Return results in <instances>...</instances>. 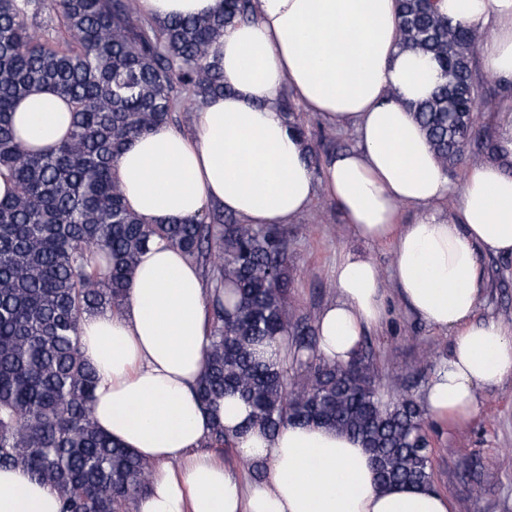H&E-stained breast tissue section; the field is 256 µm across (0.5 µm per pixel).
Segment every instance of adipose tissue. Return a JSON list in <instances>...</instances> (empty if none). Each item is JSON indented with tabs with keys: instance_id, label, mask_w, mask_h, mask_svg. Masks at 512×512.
Masks as SVG:
<instances>
[{
	"instance_id": "obj_1",
	"label": "adipose tissue",
	"mask_w": 512,
	"mask_h": 512,
	"mask_svg": "<svg viewBox=\"0 0 512 512\" xmlns=\"http://www.w3.org/2000/svg\"><path fill=\"white\" fill-rule=\"evenodd\" d=\"M156 21L203 17L224 0H140ZM255 20L226 26L212 48L224 94L196 112L189 132L163 126L136 139L114 174L144 223L169 224L209 207L256 226L305 214L317 192L336 203L366 244L390 246V272L349 252L336 264V297L316 320L317 352L347 363L386 317L385 282L406 309L451 332L452 350L423 406L451 426L468 419L477 392L512 380V323H475L488 280L481 254L512 255V97L498 101L493 159L455 184L413 112L440 81L427 55L405 48L398 0H253ZM442 15L478 32L485 71L512 83V0H437ZM329 126L353 129L355 148L330 158L323 175L279 108L284 91ZM22 144L50 151L72 124L70 104L33 89L15 108ZM420 211L410 224L400 209ZM210 331L200 267L156 239L133 270L121 313L85 317L84 357L97 371L93 417L101 431L154 462L140 512H452L435 486L380 485L360 442L322 425L271 433L228 394L204 409L195 387ZM221 424L237 453L270 473L250 484L200 445ZM50 485L20 467L0 469V512H58Z\"/></svg>"
}]
</instances>
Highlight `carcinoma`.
Instances as JSON below:
<instances>
[{
	"label": "carcinoma",
	"mask_w": 512,
	"mask_h": 512,
	"mask_svg": "<svg viewBox=\"0 0 512 512\" xmlns=\"http://www.w3.org/2000/svg\"><path fill=\"white\" fill-rule=\"evenodd\" d=\"M42 7L0 0V167L14 183L0 199V468L21 466L51 484L59 512H139L153 464L96 426V374L79 327L87 315L122 307L140 253L161 238L205 273L212 324L196 387L204 406L237 393L270 432L315 422L360 439L383 486L432 483L420 406L384 399L361 353L346 365L316 355V327L288 303L284 230L220 208L146 224L114 177L133 140L173 125L187 103L224 94L212 47L225 26L252 19V0L158 22L138 0H53L63 48L33 22ZM399 31L404 47L441 68L443 82L414 116L442 167L495 155V140L476 125L494 104L478 94L481 34L440 15L433 0H400ZM37 85L53 87L73 112L68 137L51 153L25 149L13 125L17 102ZM280 335L308 353L295 374L259 353ZM228 445L219 425L202 443Z\"/></svg>",
	"instance_id": "carcinoma-1"
}]
</instances>
